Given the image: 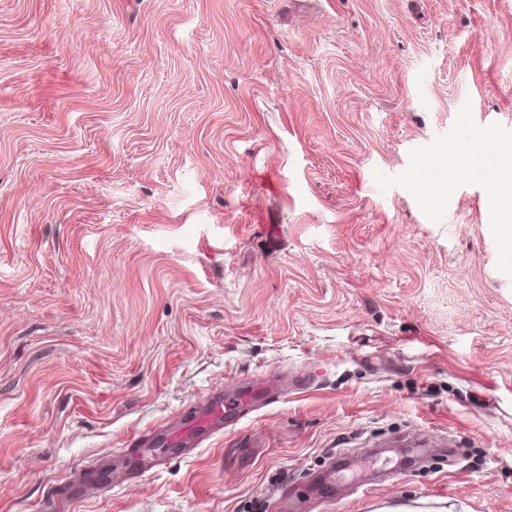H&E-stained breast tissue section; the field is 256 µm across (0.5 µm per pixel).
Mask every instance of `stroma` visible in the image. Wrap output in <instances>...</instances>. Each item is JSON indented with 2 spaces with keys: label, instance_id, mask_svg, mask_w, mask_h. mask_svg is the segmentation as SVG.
Listing matches in <instances>:
<instances>
[{
  "label": "stroma",
  "instance_id": "obj_1",
  "mask_svg": "<svg viewBox=\"0 0 512 512\" xmlns=\"http://www.w3.org/2000/svg\"><path fill=\"white\" fill-rule=\"evenodd\" d=\"M482 124L512 0H0V512H512ZM238 421H240L239 414L232 405L218 399L210 405L200 424L203 428L222 430L224 426Z\"/></svg>",
  "mask_w": 512,
  "mask_h": 512
}]
</instances>
